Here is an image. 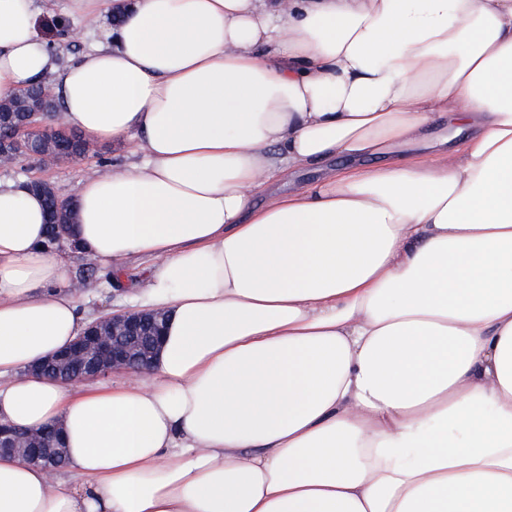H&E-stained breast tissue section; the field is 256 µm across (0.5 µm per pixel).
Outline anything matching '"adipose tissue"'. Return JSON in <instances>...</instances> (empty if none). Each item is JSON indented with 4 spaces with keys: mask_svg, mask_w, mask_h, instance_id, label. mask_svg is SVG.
Segmentation results:
<instances>
[{
    "mask_svg": "<svg viewBox=\"0 0 512 512\" xmlns=\"http://www.w3.org/2000/svg\"><path fill=\"white\" fill-rule=\"evenodd\" d=\"M102 5L62 65L0 0V98L138 140L80 182L78 242L114 280L152 259L164 339L133 383L33 373L85 315L0 181V422L60 424L82 478L2 457L0 512H512V0L71 2ZM322 174V172L310 169L289 171L287 178L271 181L267 187V191L283 192L288 190V182L311 183L319 180L322 177Z\"/></svg>",
    "mask_w": 512,
    "mask_h": 512,
    "instance_id": "1",
    "label": "adipose tissue"
}]
</instances>
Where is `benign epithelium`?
Instances as JSON below:
<instances>
[{"label":"benign epithelium","mask_w":512,"mask_h":512,"mask_svg":"<svg viewBox=\"0 0 512 512\" xmlns=\"http://www.w3.org/2000/svg\"><path fill=\"white\" fill-rule=\"evenodd\" d=\"M22 95L35 98L41 112L15 120L8 130L11 140L18 146L31 150L39 167H49L70 159L74 149L71 131L61 125L50 126L36 137L40 115L55 117L58 106L52 90L44 85L30 88ZM162 335V316L157 313L123 312L109 314L94 320L87 331L77 337L70 346L57 353L40 371L49 370L65 383H79L87 377H107L123 370L139 374L153 359ZM63 451L59 430L22 434L8 424H0V457H17L24 461L36 458L53 468L49 455Z\"/></svg>","instance_id":"benign-epithelium-1"}]
</instances>
